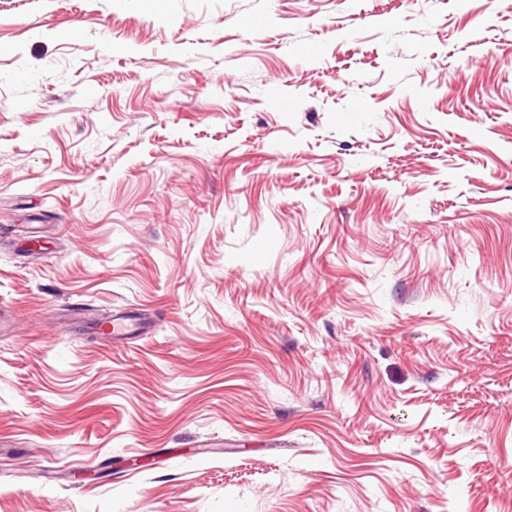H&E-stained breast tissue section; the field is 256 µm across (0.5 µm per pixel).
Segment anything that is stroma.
I'll use <instances>...</instances> for the list:
<instances>
[{"label": "stroma", "instance_id": "1", "mask_svg": "<svg viewBox=\"0 0 512 512\" xmlns=\"http://www.w3.org/2000/svg\"><path fill=\"white\" fill-rule=\"evenodd\" d=\"M2 313L0 512H512V0H0ZM127 320L129 322H126ZM98 323L102 328L100 334L110 341L115 336H125L138 330L140 320L137 318H111L106 321H98Z\"/></svg>", "mask_w": 512, "mask_h": 512}]
</instances>
